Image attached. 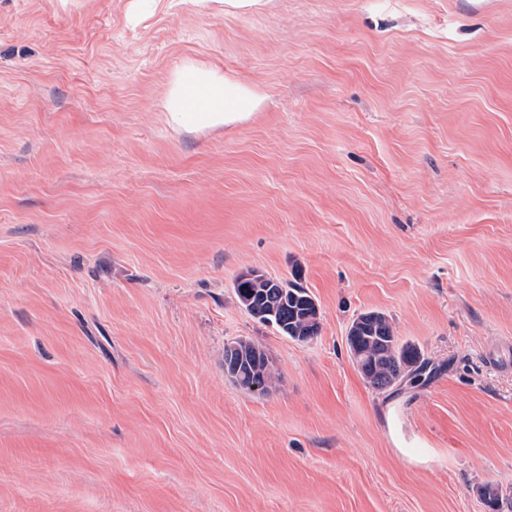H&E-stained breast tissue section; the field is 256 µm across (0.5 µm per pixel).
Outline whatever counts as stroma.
I'll use <instances>...</instances> for the list:
<instances>
[{
  "label": "stroma",
  "instance_id": "obj_1",
  "mask_svg": "<svg viewBox=\"0 0 512 512\" xmlns=\"http://www.w3.org/2000/svg\"><path fill=\"white\" fill-rule=\"evenodd\" d=\"M262 95L171 128L173 72ZM301 273L280 335L235 277ZM386 315L431 372L371 387ZM245 340L277 379L224 373ZM512 512V0H0V512ZM235 295L259 322L298 341L316 336L320 328L318 305L301 282L282 281L261 274L251 279L237 276ZM347 344L361 376L378 390L391 388L405 378L415 384L428 367L420 349L399 342L391 323L380 312L357 315L349 325Z\"/></svg>",
  "mask_w": 512,
  "mask_h": 512
}]
</instances>
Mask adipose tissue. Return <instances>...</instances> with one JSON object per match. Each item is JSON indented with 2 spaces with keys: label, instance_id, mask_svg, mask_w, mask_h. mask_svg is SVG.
Listing matches in <instances>:
<instances>
[{
  "label": "adipose tissue",
  "instance_id": "1",
  "mask_svg": "<svg viewBox=\"0 0 512 512\" xmlns=\"http://www.w3.org/2000/svg\"><path fill=\"white\" fill-rule=\"evenodd\" d=\"M260 103L254 87L191 62L173 73L157 106L172 128L197 131L241 125Z\"/></svg>",
  "mask_w": 512,
  "mask_h": 512
}]
</instances>
